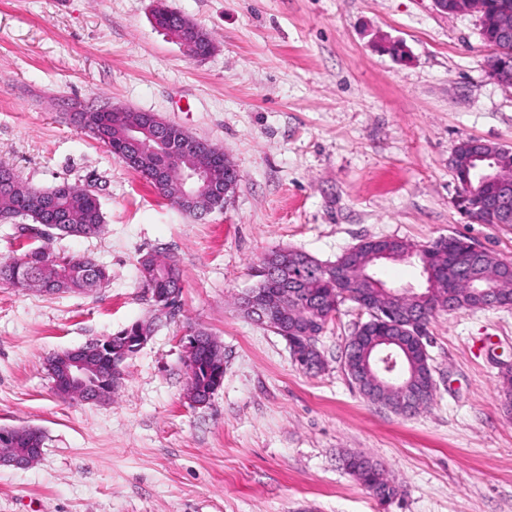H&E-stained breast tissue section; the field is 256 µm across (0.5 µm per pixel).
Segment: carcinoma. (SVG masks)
Instances as JSON below:
<instances>
[{
  "label": "carcinoma",
  "mask_w": 512,
  "mask_h": 512,
  "mask_svg": "<svg viewBox=\"0 0 512 512\" xmlns=\"http://www.w3.org/2000/svg\"><path fill=\"white\" fill-rule=\"evenodd\" d=\"M506 4L512 7V0H486L482 26L495 33L498 14L496 6ZM155 26L175 36L186 49L185 56L203 48L213 47L209 35L196 23L175 11L154 10ZM79 125L94 139L102 143L112 155L150 183L159 196L189 214H204L221 206L213 193L202 192L193 199L182 193V174L191 167L209 164L210 155L219 148L208 141L200 142L195 136L173 124L157 122L150 112H137L121 106H108L104 112L76 113ZM158 127L168 138L188 139L195 142L198 153L177 165L163 162L154 153H148L129 140V132L140 128L148 132ZM472 139L463 140L457 148L459 164L454 174L459 198L458 211L477 224H501L504 221L502 207L480 203L487 191H466L465 182L477 184L468 161L464 160ZM13 219L29 218L31 223L18 225L19 237L33 240L24 246L17 256L0 261V282L16 288H36L49 296L64 293H89L103 287L109 280L105 267L88 255H65L51 252L45 242L56 236L91 238L101 234L104 216L97 195L90 189L68 182L43 190L20 180L13 169L0 165V214ZM471 240L464 236L439 238L428 245L424 259L427 272L434 280L435 291L425 297H391L366 287L361 271H354L342 285L320 267H308L302 275L305 301L292 304L284 311L268 312L257 316V321L272 328H282L297 336L321 335L335 316L343 300L358 302V297L369 293L375 297L376 308L369 313V320L357 328L351 336L352 344L359 354L377 340L395 336L407 349L405 363L414 366V373L404 379V385L418 393L415 410L427 407L434 397L435 387L424 380L431 373L428 351L412 340V326L425 330L431 319L440 310L449 307L455 312H466L488 307L480 295L482 289L498 292L501 306L512 305V273H507L494 255L483 253L474 256L469 253ZM393 253L390 261L401 260L399 254L413 247V244L399 239L367 240L360 248V255L366 256L372 246ZM279 256L273 251L263 258L257 276L258 287L273 294L283 287V279L269 271L270 263ZM138 264L154 268L155 274L147 277L139 274L141 287L150 295H181L182 280L177 263L172 258L161 259L155 255L143 256ZM462 264L470 265L480 275V280L468 284L459 282L453 297H448V275L453 268ZM348 469L354 478L368 489L375 498L385 502L398 495V489L385 476L383 470L366 457L350 461Z\"/></svg>",
  "instance_id": "obj_1"
}]
</instances>
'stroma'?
<instances>
[{
    "label": "stroma",
    "instance_id": "35a3bbf8",
    "mask_svg": "<svg viewBox=\"0 0 512 512\" xmlns=\"http://www.w3.org/2000/svg\"><path fill=\"white\" fill-rule=\"evenodd\" d=\"M161 2L209 34V57L187 59L154 26ZM488 55L477 15L433 0H0V163L40 189L95 191L101 235L50 247L110 274L93 293L0 283V428L44 435L34 465L0 468V512H512V307L437 312L434 399L412 416L344 369L369 318L358 304L340 305L310 373L238 307L278 249L326 263L369 238L461 235L512 262V226L461 215L448 166L468 137L512 147V88L488 79ZM75 104L151 112L221 147L238 174L223 209L172 207L78 127ZM149 253L179 265L175 316L139 283ZM136 322L152 333L109 401L56 395L52 353ZM196 328L224 348L203 407L186 398ZM353 454L381 465L392 501L349 473Z\"/></svg>",
    "mask_w": 512,
    "mask_h": 512
}]
</instances>
